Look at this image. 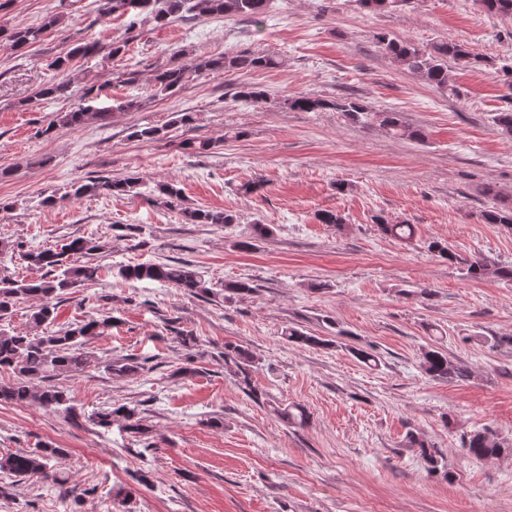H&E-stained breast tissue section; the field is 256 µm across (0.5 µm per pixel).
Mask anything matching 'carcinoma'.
<instances>
[{"mask_svg":"<svg viewBox=\"0 0 512 512\" xmlns=\"http://www.w3.org/2000/svg\"><path fill=\"white\" fill-rule=\"evenodd\" d=\"M98 13L102 17L112 15L150 16L160 26L168 25L191 13L195 16H244L255 23L262 22L267 0H98ZM360 8L369 13H381L402 8L409 0H356ZM481 9L488 15L500 19L512 18V0H477ZM62 23V15L51 14L39 26L16 28L4 42L5 50L17 54L41 41L46 30ZM378 48L393 59L403 70L421 78L437 88L448 87V63L465 68L481 65L483 58L472 54L463 44L452 39H441L426 49L412 42L386 33L376 35ZM98 52V43L79 41L64 54L55 57L50 67L62 74L60 79H52L43 84L37 92L41 100L71 98V80L63 77L71 61ZM277 66V61L268 55L240 52L224 56H193L178 63L158 66L151 81L158 92L172 95L180 91L190 80L211 71L226 73L259 71ZM502 76L505 88L502 98L509 107L492 115L493 125L504 134H512V63L496 68ZM266 91L253 83H238L233 99L246 103L259 104L264 101ZM289 107L300 112H340L354 124L368 126L379 123L397 137L422 142L426 138L420 126L405 124L397 112H375L354 97L324 99L308 95L296 96L288 100ZM140 101L128 98L117 105L97 103V98L86 92L71 110L60 117L66 127L78 128L89 120L103 124L109 122L116 111L139 109ZM163 129L154 126L134 127L130 137L137 140H158ZM140 186V178L130 177L112 180L99 178L77 186L73 196L79 198L87 194L126 195ZM161 199L171 208H181L182 191L173 183L157 185ZM186 220L194 224H234L236 216L230 211L182 208ZM485 224H512V208L506 205L491 207L480 213ZM376 224L390 237L404 242L415 236L411 224H393L384 217L377 218ZM108 242L93 236L75 237L55 249L23 251V243H1L0 254L18 251L29 265L44 274L36 279H15L0 274V323L9 322L17 304L24 298H35L38 304L31 309L27 326L11 332L0 329V369L13 374V382L0 384V403L34 404L45 409L63 410L77 416L68 394L48 383L58 373L78 374L92 365L91 356L85 351L90 340L105 335L112 328V317L90 316L80 322L60 326L57 323L62 297L72 294L97 276L95 265L71 263V257L80 255L91 258L107 251ZM428 250L450 261H458L466 266L467 274L474 280L494 277L512 281V265L490 264L479 257L462 258L453 253L448 244L439 240L429 242ZM118 275L129 282L155 281L171 285L189 295L209 298L215 295L194 265L177 261L156 263L151 261L122 265ZM254 286L249 281H234L224 284V299L250 294ZM284 339L295 346H320L325 341L298 328L288 327L283 331ZM256 357L249 348L231 342L224 344V368L237 377L238 384L255 403L265 401L264 393L252 385L251 372L255 368ZM145 362L137 357H125L108 364V369L117 374L135 373L144 369ZM421 368L424 373L436 380L454 381L467 377L466 371L453 361L448 354L435 347L424 351ZM276 415L288 424L303 425L307 419L305 410L299 405L274 409ZM88 421L97 427L108 430L119 422L125 433L140 442L150 433L143 417L135 407L126 404L99 409L88 415ZM411 446L417 448V458L430 472H437L444 466L443 452L435 444L409 437ZM466 454L476 460H489L512 454V442L500 437L490 429L478 430L467 436L463 442ZM64 450L49 444L41 448L23 450L0 457V474L20 479L36 478L55 485L63 497L70 501V512H79L81 499L95 492L93 488L78 490L69 485V477L58 468Z\"/></svg>","mask_w":512,"mask_h":512,"instance_id":"1","label":"carcinoma"}]
</instances>
